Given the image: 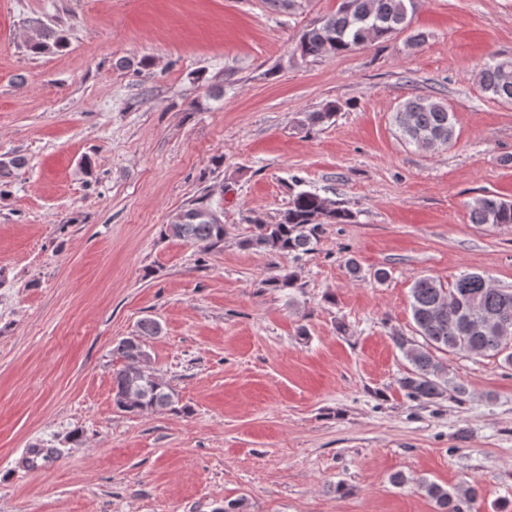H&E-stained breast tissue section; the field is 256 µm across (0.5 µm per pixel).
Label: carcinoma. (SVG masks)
<instances>
[{
  "instance_id": "1",
  "label": "carcinoma",
  "mask_w": 512,
  "mask_h": 512,
  "mask_svg": "<svg viewBox=\"0 0 512 512\" xmlns=\"http://www.w3.org/2000/svg\"><path fill=\"white\" fill-rule=\"evenodd\" d=\"M414 0H339L336 12L303 29L295 51L303 58H321L348 53L371 42L387 41L406 31L411 22L409 7ZM63 45V38L48 28L38 30L30 49L40 54ZM483 90L493 98L512 102V60H491L478 74ZM338 111L335 103L311 112L312 125L327 123ZM400 139L426 151L450 145L456 138L454 113L442 101L415 96L393 114ZM473 224L511 225L512 201L485 195L468 204ZM210 205L200 201L176 213L165 234L209 250L220 248L227 235L226 225L201 217ZM350 211L310 191L291 193L288 207L277 221L261 217L249 220L251 229L240 245L279 258H299L315 250L325 224H348ZM410 307L415 332L422 338L396 334L395 346L411 369L400 379L405 395L431 403L448 391L447 371L436 356L453 352L468 356H501L512 366V289L493 286L478 273L461 275L446 288L433 277L417 278L410 289ZM160 332L152 320L140 323L137 334L121 339L116 351L123 359L113 377V400L124 411L175 409L176 394L149 368L150 355L144 338ZM420 488L435 503L436 512H474L477 489L467 484L448 489L423 480Z\"/></svg>"
}]
</instances>
